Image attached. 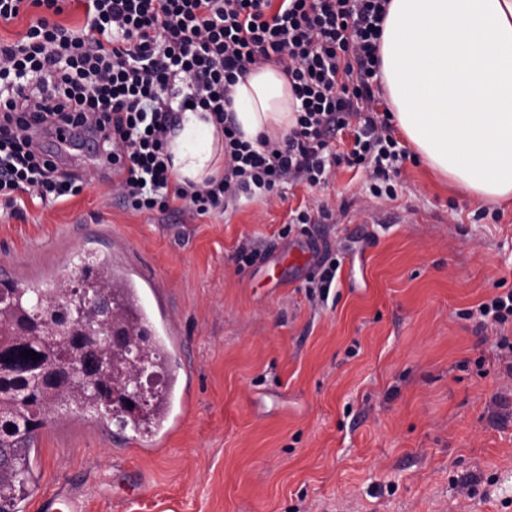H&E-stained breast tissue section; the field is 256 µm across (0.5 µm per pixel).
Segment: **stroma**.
Segmentation results:
<instances>
[{"label":"stroma","instance_id":"1","mask_svg":"<svg viewBox=\"0 0 512 512\" xmlns=\"http://www.w3.org/2000/svg\"><path fill=\"white\" fill-rule=\"evenodd\" d=\"M69 200L0 201V272L45 278L79 249L151 272L195 364L196 411L155 430L64 411L39 430L19 512L59 484L83 512H512V371L482 302L512 291V206L475 202L408 155L393 196L369 170L224 212H138L106 180ZM335 220L302 226L294 212ZM260 250L252 265L242 244ZM339 269L322 302L310 268Z\"/></svg>","mask_w":512,"mask_h":512}]
</instances>
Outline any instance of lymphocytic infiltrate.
Here are the masks:
<instances>
[{
	"label": "lymphocytic infiltrate",
	"mask_w": 512,
	"mask_h": 512,
	"mask_svg": "<svg viewBox=\"0 0 512 512\" xmlns=\"http://www.w3.org/2000/svg\"><path fill=\"white\" fill-rule=\"evenodd\" d=\"M63 0H0V21L45 9L26 35L0 43V197L43 202L76 195L74 175L45 153L37 134L66 126L100 134L102 168L136 211L180 201L197 215L284 185L326 182L330 169L369 164L374 194H393L391 172L406 153L389 121L374 114L378 41L388 0H84L88 21H49ZM287 73L297 123L279 142L240 140L225 106L249 68ZM210 112L224 130V174L176 181L167 138L177 112ZM352 129L347 157L330 148Z\"/></svg>",
	"instance_id": "obj_1"
}]
</instances>
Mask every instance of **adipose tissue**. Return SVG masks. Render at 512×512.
<instances>
[{
	"label": "adipose tissue",
	"mask_w": 512,
	"mask_h": 512,
	"mask_svg": "<svg viewBox=\"0 0 512 512\" xmlns=\"http://www.w3.org/2000/svg\"><path fill=\"white\" fill-rule=\"evenodd\" d=\"M379 71L396 126L434 172L475 201L512 200V0H389ZM298 102L274 65L249 70L230 109L245 141H277ZM178 182L224 172V134L203 110L168 138Z\"/></svg>",
	"instance_id": "adipose-tissue-1"
}]
</instances>
